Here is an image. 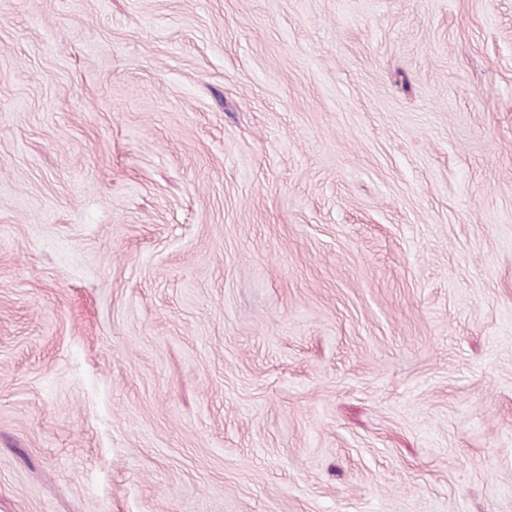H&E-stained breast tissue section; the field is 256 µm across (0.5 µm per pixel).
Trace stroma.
<instances>
[{"instance_id":"stroma-1","label":"stroma","mask_w":512,"mask_h":512,"mask_svg":"<svg viewBox=\"0 0 512 512\" xmlns=\"http://www.w3.org/2000/svg\"><path fill=\"white\" fill-rule=\"evenodd\" d=\"M0 512H512V0H0Z\"/></svg>"}]
</instances>
